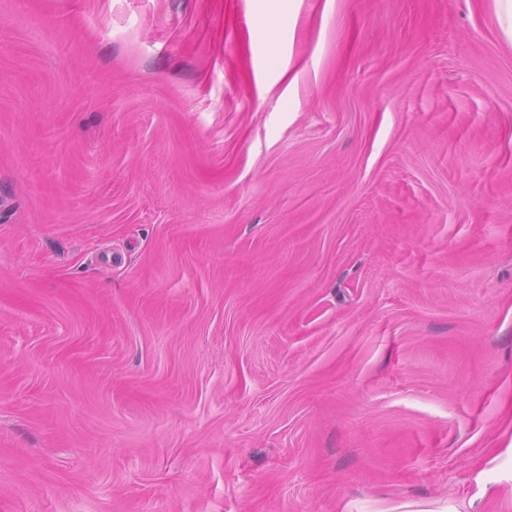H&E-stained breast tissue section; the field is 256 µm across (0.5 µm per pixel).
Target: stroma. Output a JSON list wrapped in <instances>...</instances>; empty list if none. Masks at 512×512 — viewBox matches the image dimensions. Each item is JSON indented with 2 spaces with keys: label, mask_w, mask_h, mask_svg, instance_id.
<instances>
[{
  "label": "stroma",
  "mask_w": 512,
  "mask_h": 512,
  "mask_svg": "<svg viewBox=\"0 0 512 512\" xmlns=\"http://www.w3.org/2000/svg\"><path fill=\"white\" fill-rule=\"evenodd\" d=\"M0 512H512L495 0H0Z\"/></svg>",
  "instance_id": "stroma-1"
}]
</instances>
